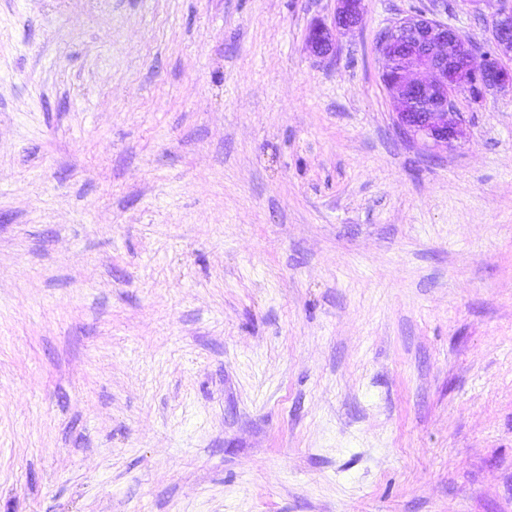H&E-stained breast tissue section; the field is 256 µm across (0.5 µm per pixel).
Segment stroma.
Listing matches in <instances>:
<instances>
[{"label":"stroma","mask_w":512,"mask_h":512,"mask_svg":"<svg viewBox=\"0 0 512 512\" xmlns=\"http://www.w3.org/2000/svg\"><path fill=\"white\" fill-rule=\"evenodd\" d=\"M432 3L0 0V512H512V92L400 131ZM333 25L329 28L323 22L314 23L308 32L307 43L311 51L319 57L332 54L335 47L333 31L350 30L356 27L363 15L364 0H336Z\"/></svg>","instance_id":"1"}]
</instances>
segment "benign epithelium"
<instances>
[{
    "mask_svg": "<svg viewBox=\"0 0 512 512\" xmlns=\"http://www.w3.org/2000/svg\"><path fill=\"white\" fill-rule=\"evenodd\" d=\"M364 0H336L333 25L313 24L307 43L319 57L332 54L333 31L356 27ZM490 51L475 62L476 49L447 24L420 12L401 18L379 34L386 60L382 81L400 130L424 144L450 147L465 134L463 123L452 118L456 99L465 94L480 101L488 90L512 89V68L502 57L512 55V7L492 16Z\"/></svg>",
    "mask_w": 512,
    "mask_h": 512,
    "instance_id": "1",
    "label": "benign epithelium"
}]
</instances>
